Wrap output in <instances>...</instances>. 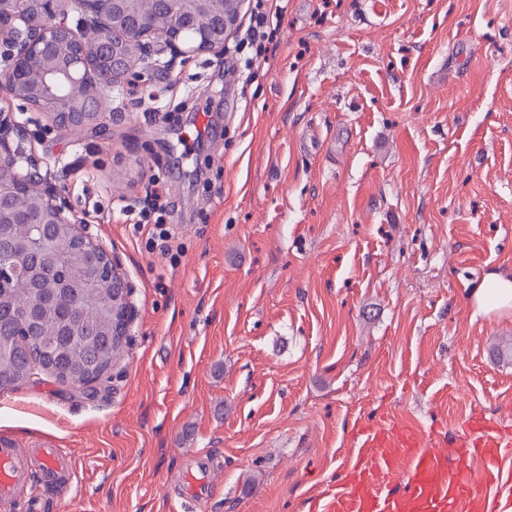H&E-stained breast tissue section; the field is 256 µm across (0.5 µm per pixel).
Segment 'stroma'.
Masks as SVG:
<instances>
[{
    "label": "stroma",
    "instance_id": "stroma-1",
    "mask_svg": "<svg viewBox=\"0 0 512 512\" xmlns=\"http://www.w3.org/2000/svg\"><path fill=\"white\" fill-rule=\"evenodd\" d=\"M6 86L0 65L20 148L131 286L100 381L0 391L1 438L72 457L51 512H313L366 421L512 426V314L468 302L512 271V0H285L250 76L140 67L77 131ZM154 173L175 260L120 211Z\"/></svg>",
    "mask_w": 512,
    "mask_h": 512
}]
</instances>
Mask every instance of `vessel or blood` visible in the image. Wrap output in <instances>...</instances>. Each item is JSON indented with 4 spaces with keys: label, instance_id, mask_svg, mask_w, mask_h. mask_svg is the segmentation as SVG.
<instances>
[{
    "label": "vessel or blood",
    "instance_id": "b4317fda",
    "mask_svg": "<svg viewBox=\"0 0 512 512\" xmlns=\"http://www.w3.org/2000/svg\"><path fill=\"white\" fill-rule=\"evenodd\" d=\"M427 445L408 424L361 426L352 459L321 495L320 512H512V486L502 482L512 428L475 415L462 427L455 459ZM475 462L482 467L477 480L471 477ZM69 465L54 444L25 448L0 439V512H43Z\"/></svg>",
    "mask_w": 512,
    "mask_h": 512
}]
</instances>
